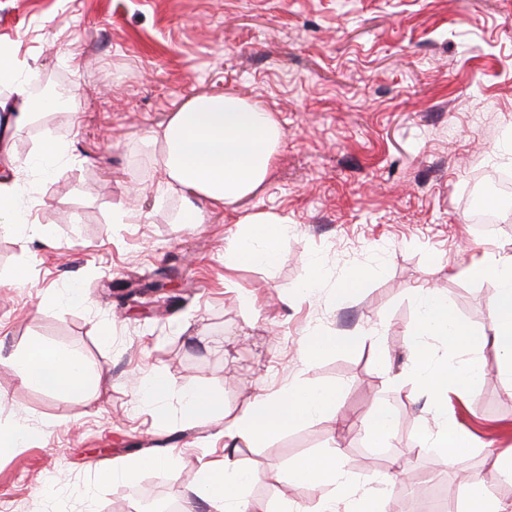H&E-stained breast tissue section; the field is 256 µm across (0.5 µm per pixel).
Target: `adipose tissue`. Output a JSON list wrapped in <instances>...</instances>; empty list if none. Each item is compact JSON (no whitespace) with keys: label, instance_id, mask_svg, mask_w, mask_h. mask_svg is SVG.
Masks as SVG:
<instances>
[{"label":"adipose tissue","instance_id":"1","mask_svg":"<svg viewBox=\"0 0 512 512\" xmlns=\"http://www.w3.org/2000/svg\"><path fill=\"white\" fill-rule=\"evenodd\" d=\"M281 138L272 113L236 96L201 95L174 112L161 135L151 136L149 142L161 149L168 189L189 192L221 210L250 196L265 181ZM244 222L248 234L236 244L235 259L242 264L273 263L283 225L261 215L245 217ZM461 272L471 278L490 275L496 281L492 341L501 353L498 371L512 381V254H472ZM416 302L418 315L408 332L416 360L413 377L430 395L433 419L432 426L423 431L421 448L435 453L442 464L462 470L472 450L468 438L444 412L447 393L471 389L485 378L487 367L478 359L455 363L457 352L470 343L472 331L449 307L446 294L423 289ZM12 363L24 385L87 405L94 400L93 376L85 361L65 347L35 339ZM336 400L333 388L284 391L259 399L225 422L224 434L244 443H259L307 421L332 418ZM234 457L230 448L222 467L201 468L182 512H243L256 476L241 470ZM287 478L312 488L331 487L330 495L319 498L316 512H381L378 491L356 494L336 450L301 459L289 468Z\"/></svg>","mask_w":512,"mask_h":512}]
</instances>
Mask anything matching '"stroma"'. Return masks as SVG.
Here are the masks:
<instances>
[{
  "label": "stroma",
  "instance_id": "35a3bbf8",
  "mask_svg": "<svg viewBox=\"0 0 512 512\" xmlns=\"http://www.w3.org/2000/svg\"><path fill=\"white\" fill-rule=\"evenodd\" d=\"M0 47L24 73L79 91L75 111L19 127L0 112L16 157L36 156L47 134L64 144L56 173L35 169L23 182L27 229L0 232V425L29 435L0 453V512L184 499L201 467L223 459L225 438L221 423L185 414L181 388L211 391L233 417L291 387L331 386L337 420L237 452L258 475L254 512H314L320 491L285 473L330 448L357 490L387 477L383 512H410L404 479L427 473L442 475L450 512H462L465 483L418 450L431 416L408 330L427 287L480 336L489 373L459 394L452 418L472 470L512 503V481L493 477L487 451L512 452V385L496 373L489 336L495 281L458 273L473 253L512 254V211L497 233L477 234L470 196L478 174L512 173V0H0ZM224 93L272 112L282 140L252 195L186 224L188 202L166 189L146 141L187 100ZM129 210L144 221L113 223ZM253 214L288 226L273 265L236 263L230 250ZM22 264L28 279L14 281ZM315 269L318 284L304 290ZM162 272L177 301L125 300L114 288ZM354 273L363 287L337 299ZM73 290L85 306L65 303ZM316 331L364 342L309 360L302 345ZM34 338L91 364L94 404L17 381L6 359ZM156 372L179 387L164 423L137 390ZM380 404L398 423L375 447L360 423ZM162 445L176 453L171 469L97 483L103 468Z\"/></svg>",
  "mask_w": 512,
  "mask_h": 512
}]
</instances>
